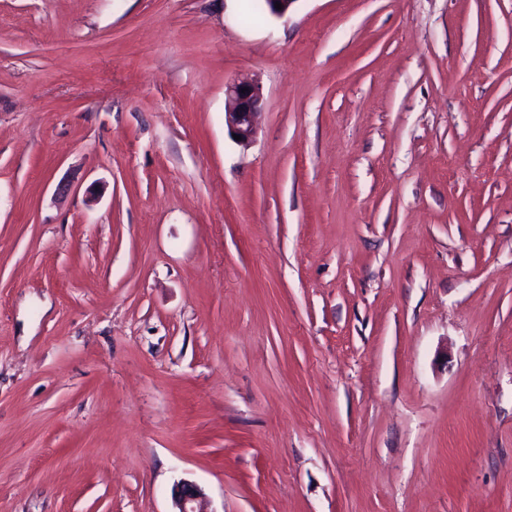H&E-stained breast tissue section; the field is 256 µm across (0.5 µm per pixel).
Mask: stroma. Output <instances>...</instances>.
I'll use <instances>...</instances> for the list:
<instances>
[{"mask_svg":"<svg viewBox=\"0 0 512 512\" xmlns=\"http://www.w3.org/2000/svg\"><path fill=\"white\" fill-rule=\"evenodd\" d=\"M246 4L0 0V512H512V0ZM247 88L245 93L242 89ZM263 91L258 82L242 77L225 85L224 123L243 145L252 142L257 132L258 118L263 105ZM204 495L203 490L193 482L181 481L174 498L177 510L173 512H207L202 508Z\"/></svg>","mask_w":512,"mask_h":512,"instance_id":"35a3bbf8","label":"stroma"}]
</instances>
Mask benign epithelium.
Instances as JSON below:
<instances>
[{
	"instance_id": "7a95c632",
	"label": "benign epithelium",
	"mask_w": 512,
	"mask_h": 512,
	"mask_svg": "<svg viewBox=\"0 0 512 512\" xmlns=\"http://www.w3.org/2000/svg\"><path fill=\"white\" fill-rule=\"evenodd\" d=\"M263 99L262 87L251 78L242 77L225 85L224 123L232 133L241 136L239 143L243 145L251 143L256 135ZM203 500V490L184 480L175 493V512H204Z\"/></svg>"
}]
</instances>
